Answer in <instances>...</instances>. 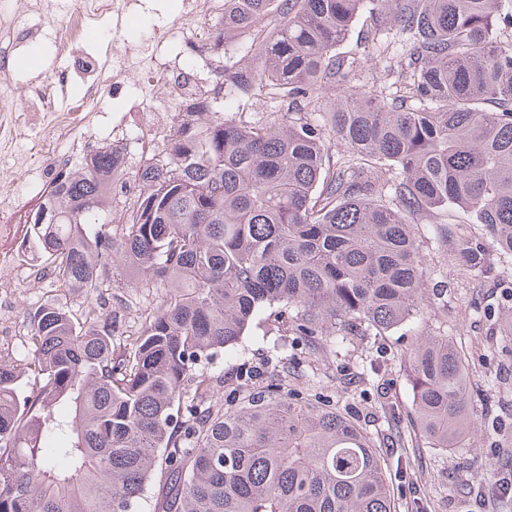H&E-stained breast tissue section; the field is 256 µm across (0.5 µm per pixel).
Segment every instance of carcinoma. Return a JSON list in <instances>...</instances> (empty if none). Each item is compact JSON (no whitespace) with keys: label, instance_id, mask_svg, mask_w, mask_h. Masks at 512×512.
I'll list each match as a JSON object with an SVG mask.
<instances>
[{"label":"carcinoma","instance_id":"1","mask_svg":"<svg viewBox=\"0 0 512 512\" xmlns=\"http://www.w3.org/2000/svg\"><path fill=\"white\" fill-rule=\"evenodd\" d=\"M270 13L279 22L259 29ZM363 14L370 50H388V23L415 45L400 95L364 89L323 112L317 92L349 80L355 61L336 50ZM500 24L512 27V0H224L216 41L255 42L252 60L225 61V80L243 98L279 96L265 120H226L201 91L139 169L136 206L112 209L125 173L108 143L59 173L26 220L22 255L86 306L36 309L32 359L0 366V512H139L160 462L163 512H392L356 396L340 412L288 388L286 370L256 382L241 364L237 400L200 408L222 381L204 362L263 314L311 346L408 325L427 282L409 221L420 211L465 209L482 226L452 230L453 257L475 276L490 247L512 254V42L495 37ZM303 110L318 119L283 118ZM328 136L349 155L330 160ZM92 224L123 226L124 265L164 289L120 355L97 298L115 241ZM406 376L426 443L457 447L469 424L461 353L428 337Z\"/></svg>","mask_w":512,"mask_h":512}]
</instances>
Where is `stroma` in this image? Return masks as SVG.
Returning a JSON list of instances; mask_svg holds the SVG:
<instances>
[{"mask_svg":"<svg viewBox=\"0 0 512 512\" xmlns=\"http://www.w3.org/2000/svg\"><path fill=\"white\" fill-rule=\"evenodd\" d=\"M184 3L133 0L121 32H113L112 19L107 16L90 26L78 44L80 53L98 59L102 76L96 107L77 132L71 159L79 161L106 143L120 147L128 179L125 184L113 186L114 207L136 203L139 186L135 174L149 154L165 147L180 115L160 113L150 153H142L136 144L123 139V131L137 124L140 115L131 111L120 84L112 78V53L128 45L143 47L148 26L172 25ZM57 24V18L45 20L42 36L18 50L12 61L18 91L1 102L0 108L13 113L31 112V88L47 84L50 76L64 71L70 74L69 82L66 92L56 95V108L64 111L80 104L86 85L71 74V60L55 52L51 35ZM364 26V20H357L338 49L340 55L359 58L360 64L347 86L322 88L323 109L333 107L344 89L358 90L374 82L385 96L397 94V70L410 47L394 34L387 53L365 54L360 44ZM180 61L193 64L198 83L218 98V108L225 117L251 124L263 119L269 99L235 96L215 63L197 61L191 49H182ZM31 114L35 129H42V115ZM26 151L25 170L0 163V182L15 180L29 186L11 235L0 237V252L12 256L15 277L12 292L0 296V363L19 369L31 358L30 317L39 306L54 300L76 314L85 306L82 294L58 287L49 275L38 273L32 262L18 255L25 219L58 174L57 169L48 166L40 145H27ZM412 221L421 235L420 250L428 268L420 318L413 329L401 327L335 348L323 345L313 349L301 337L291 336L287 339L288 365L296 372V382L314 380L317 392L339 402L348 394L366 390L358 421L380 438L395 512H512V494H503L499 486L500 480L512 476V255L489 250L488 275L474 277L452 261V246L444 237L448 226L469 223L466 213L440 210L414 215ZM156 294V289L139 284L121 260H114L99 298L118 325L113 339L116 352H123L127 340L140 335L143 316L153 306ZM267 330V324H252L234 351L210 360L208 370L229 372L241 362L265 369L269 357ZM424 336L448 337L464 356L469 373L470 428L458 447L450 450L428 447L415 421L404 363ZM370 359L383 364L385 374L378 383L368 386L356 379L355 373Z\"/></svg>","mask_w":512,"mask_h":512,"instance_id":"35a3bbf8","label":"stroma"}]
</instances>
